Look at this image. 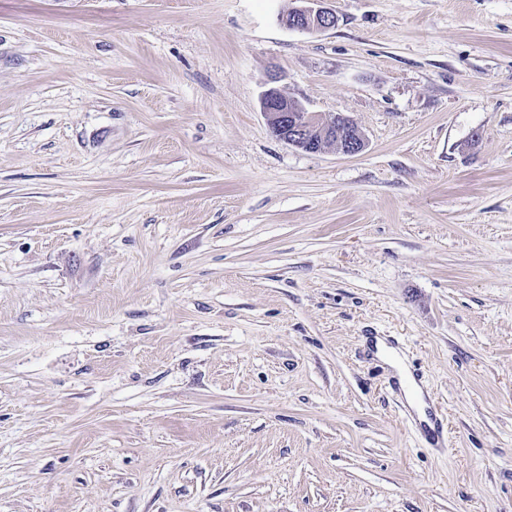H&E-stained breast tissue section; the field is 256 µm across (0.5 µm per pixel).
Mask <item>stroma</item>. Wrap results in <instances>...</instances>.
<instances>
[{"instance_id": "35a3bbf8", "label": "stroma", "mask_w": 512, "mask_h": 512, "mask_svg": "<svg viewBox=\"0 0 512 512\" xmlns=\"http://www.w3.org/2000/svg\"><path fill=\"white\" fill-rule=\"evenodd\" d=\"M295 5L0 0V512H512V0ZM300 5L288 11L284 25L302 33H318L335 27L336 14L323 6L325 0H299ZM261 107L275 136L288 146L318 152L324 141L335 139L336 148L347 155L358 154L366 146L363 133L348 117L337 114L326 119L319 112L308 111L300 101L284 95L276 86L263 94ZM314 137L321 141L317 143Z\"/></svg>"}]
</instances>
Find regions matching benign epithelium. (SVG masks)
<instances>
[{
    "label": "benign epithelium",
    "mask_w": 512,
    "mask_h": 512,
    "mask_svg": "<svg viewBox=\"0 0 512 512\" xmlns=\"http://www.w3.org/2000/svg\"><path fill=\"white\" fill-rule=\"evenodd\" d=\"M325 0H299V5L288 11L284 25L302 33H318L335 27L336 14L324 6ZM281 80L277 73L271 75L274 86L263 94L261 107L268 117L275 136L285 144L308 152L321 150V143L335 141L336 148L344 154L355 155L366 146L363 133L346 116L337 114L326 119L319 112H310L298 100L284 95L275 86Z\"/></svg>",
    "instance_id": "obj_1"
}]
</instances>
